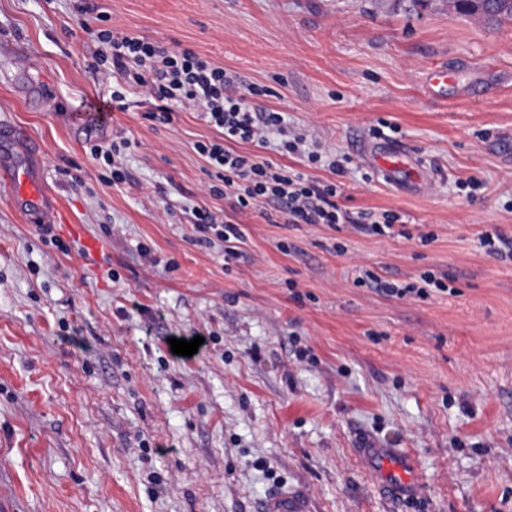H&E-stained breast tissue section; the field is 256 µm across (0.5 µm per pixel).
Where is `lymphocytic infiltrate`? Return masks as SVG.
Wrapping results in <instances>:
<instances>
[{
    "label": "lymphocytic infiltrate",
    "instance_id": "lymphocytic-infiltrate-1",
    "mask_svg": "<svg viewBox=\"0 0 512 512\" xmlns=\"http://www.w3.org/2000/svg\"><path fill=\"white\" fill-rule=\"evenodd\" d=\"M80 28L96 44L94 59L112 82L113 109L126 110L128 95L138 94L148 101L146 117L152 122L167 125L175 112L192 110L219 131V138L194 145L207 164L209 195L228 198L239 210L266 204L273 217L288 224L358 226L366 220L372 232L381 234L401 223L395 213L354 214L337 204L342 192L338 179L348 173L343 161L319 151L305 152L306 139L291 132L286 110L258 108L255 101L267 95L266 87L242 84L235 74L189 48L87 22ZM253 142L273 144L286 154H307L310 162L323 163L332 177L319 179L242 151V144Z\"/></svg>",
    "mask_w": 512,
    "mask_h": 512
}]
</instances>
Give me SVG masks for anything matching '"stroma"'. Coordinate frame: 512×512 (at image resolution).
Instances as JSON below:
<instances>
[{"mask_svg":"<svg viewBox=\"0 0 512 512\" xmlns=\"http://www.w3.org/2000/svg\"><path fill=\"white\" fill-rule=\"evenodd\" d=\"M189 47L258 105L347 156L338 204L394 211L408 237L273 224L208 195L198 113L167 125L108 98L79 23ZM434 67L459 80L430 95ZM0 120L36 147L51 235L0 191V512H512V24L451 0H0ZM391 129L425 178L390 187L354 150ZM134 140L108 186L87 145ZM243 236L198 241L185 204ZM100 243L86 253L84 239ZM447 277L398 298L354 282ZM203 337L197 353L169 338ZM408 453L394 496L357 451ZM260 512H309L305 502L288 494V490H279L269 495L261 504Z\"/></svg>","mask_w":512,"mask_h":512,"instance_id":"1","label":"stroma"}]
</instances>
